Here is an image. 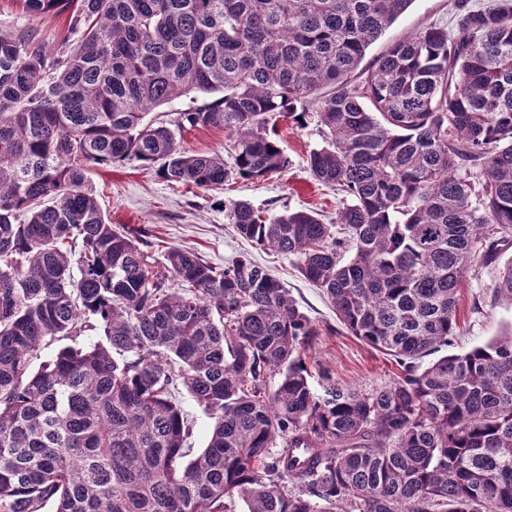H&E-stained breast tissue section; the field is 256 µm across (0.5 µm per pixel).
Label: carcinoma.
I'll return each instance as SVG.
<instances>
[{"label":"carcinoma","mask_w":512,"mask_h":512,"mask_svg":"<svg viewBox=\"0 0 512 512\" xmlns=\"http://www.w3.org/2000/svg\"><path fill=\"white\" fill-rule=\"evenodd\" d=\"M412 2L20 0L72 10L76 39L0 33V512H512V334L422 365L472 263L512 246V0H454L453 26L361 66ZM190 93L220 97L143 123ZM313 112L336 223L228 218L394 357L371 391L325 371L315 390L319 329L262 267L181 248L156 267L89 187L88 166L129 161L202 191L263 179L289 164L269 126ZM199 126L233 165L182 145ZM497 294L512 304V262ZM182 388L213 421L199 453Z\"/></svg>","instance_id":"obj_1"}]
</instances>
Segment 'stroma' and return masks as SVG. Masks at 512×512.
<instances>
[{
    "label": "stroma",
    "mask_w": 512,
    "mask_h": 512,
    "mask_svg": "<svg viewBox=\"0 0 512 512\" xmlns=\"http://www.w3.org/2000/svg\"><path fill=\"white\" fill-rule=\"evenodd\" d=\"M453 13V0H413L368 53L376 55L388 43L429 23L452 22ZM69 18L66 12L32 18L16 0H0V31L29 28L51 48L67 39ZM277 131L290 164L262 180H232L222 191L203 192L165 181L155 168L133 161L90 167L89 184L112 223L144 235L156 262H163L172 248L191 250L217 268L239 256L250 257L275 275L315 321L320 334L309 352L312 362L329 370L345 387L369 391L389 384L398 373L395 362L343 329L327 296L298 273L288 256L241 238L228 220L225 205L236 200L249 201L270 216L289 209H311L324 222L335 220L341 207L339 196L316 181L307 168L310 151L324 144L316 120H308L302 129L282 120ZM509 260L512 248L502 253L499 263L485 266L477 262L469 270L459 293L458 328L451 352L483 345L512 330V308L496 297L501 265Z\"/></svg>",
    "instance_id": "obj_1"
}]
</instances>
